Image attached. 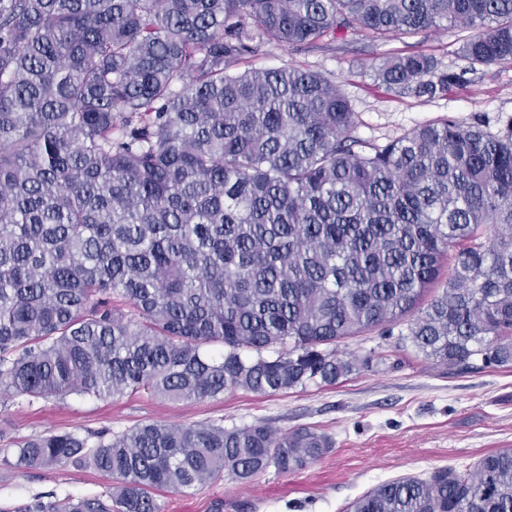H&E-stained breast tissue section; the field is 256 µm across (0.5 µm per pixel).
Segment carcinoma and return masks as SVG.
Returning a JSON list of instances; mask_svg holds the SVG:
<instances>
[{
    "label": "carcinoma",
    "instance_id": "cac0c4a2",
    "mask_svg": "<svg viewBox=\"0 0 512 512\" xmlns=\"http://www.w3.org/2000/svg\"><path fill=\"white\" fill-rule=\"evenodd\" d=\"M456 28L512 62V0H0V387L29 403L171 402L334 385L351 336L406 325L424 359L512 365V131L447 117L379 145L345 95L261 45L383 44ZM399 95L461 76L374 59ZM332 448L310 427L144 423L45 432L14 469L74 464L106 496L0 512H160L152 491L245 486ZM346 512H512V448L383 482Z\"/></svg>",
    "mask_w": 512,
    "mask_h": 512
}]
</instances>
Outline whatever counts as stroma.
Returning a JSON list of instances; mask_svg holds the SVG:
<instances>
[{"mask_svg":"<svg viewBox=\"0 0 512 512\" xmlns=\"http://www.w3.org/2000/svg\"><path fill=\"white\" fill-rule=\"evenodd\" d=\"M424 48L440 69L462 73L448 95H398L378 86L371 64L384 53ZM456 30L397 38L382 46L324 41L294 52L261 46L244 67L300 65L336 82L356 114L357 136L383 144L413 128L449 117L461 125L482 122L502 134L512 129V64L468 70L458 55ZM340 354L361 359L336 385L308 386L276 395L236 390L201 402H164L140 392L117 399L70 396L0 407V430L22 439L45 431L122 432L135 425L223 422L225 427L263 421L283 432L312 427L333 446L304 470L268 469L249 485L227 479L182 492L159 491L161 512H344L375 485L435 469L459 470L501 448H512V367L459 373L433 365L398 344L397 332L372 330L343 340ZM112 480L73 464L10 469L0 465V505L13 506L49 492L100 496Z\"/></svg>","mask_w":512,"mask_h":512,"instance_id":"obj_1","label":"stroma"}]
</instances>
